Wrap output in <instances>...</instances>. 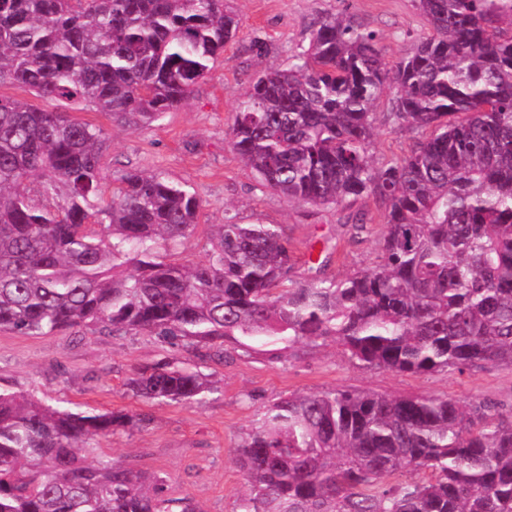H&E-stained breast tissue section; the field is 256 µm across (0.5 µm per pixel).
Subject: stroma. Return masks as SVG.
<instances>
[{"label": "stroma", "mask_w": 512, "mask_h": 512, "mask_svg": "<svg viewBox=\"0 0 512 512\" xmlns=\"http://www.w3.org/2000/svg\"><path fill=\"white\" fill-rule=\"evenodd\" d=\"M239 19L236 38L193 87L188 100L157 123L131 130L92 108L76 105L75 118L103 128V175L106 190L119 186L129 170L159 174L185 185L202 203L199 223L161 258L201 261L214 225L281 224L303 271L311 245L323 237L337 241L327 275L343 276L371 266L378 254L381 209L370 198L339 207H314L288 201L263 187L231 147L227 134L235 107L255 75L287 68L307 44L312 25L322 17L351 13L380 37L388 61H396L431 28L416 0H226ZM265 44L251 52L254 40ZM390 95L376 104L372 153L383 162L404 155L418 132L398 130L388 119ZM364 213L367 229L352 234L346 220ZM168 360L187 362L210 374L216 389L200 403L153 404L148 429L119 433L98 446L123 465L164 478L172 498L189 497L201 512H234L244 480L236 465V447L258 414L273 401L292 394L336 389L390 397H448L485 402L499 413H512V366L485 364L459 373L425 375L368 367L334 344H300L272 360L255 346H236L225 361L189 359L177 346L153 336H109L93 327L55 336L0 331V388L32 394L51 404L74 403L96 412L132 411L141 401L126 382L134 369Z\"/></svg>", "instance_id": "stroma-1"}]
</instances>
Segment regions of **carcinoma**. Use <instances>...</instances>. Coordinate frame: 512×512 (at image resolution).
Instances as JSON below:
<instances>
[{
    "label": "carcinoma",
    "instance_id": "1",
    "mask_svg": "<svg viewBox=\"0 0 512 512\" xmlns=\"http://www.w3.org/2000/svg\"><path fill=\"white\" fill-rule=\"evenodd\" d=\"M432 33L394 63L350 13L315 22L286 69L258 74L231 145L290 202L382 209L375 264L341 278L282 224H220L206 259H159L201 201L128 171L103 200L104 132L0 96V330L96 326L197 359L226 344L282 353L331 340L408 374L512 365V0H417ZM238 29L224 0H0V84L85 103L137 129L186 101ZM393 89L405 156L371 153ZM145 403L200 402L198 370H135ZM145 411L53 406L0 391V512H201L88 441L141 431ZM236 512H512V416L446 397L332 390L270 405L238 446Z\"/></svg>",
    "mask_w": 512,
    "mask_h": 512
}]
</instances>
